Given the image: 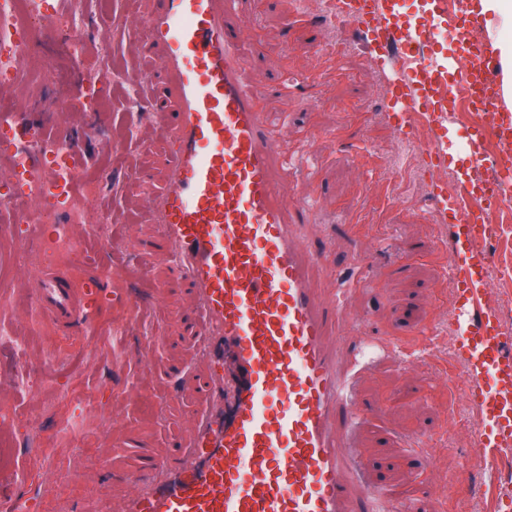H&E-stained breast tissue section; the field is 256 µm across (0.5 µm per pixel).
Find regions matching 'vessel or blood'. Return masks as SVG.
<instances>
[{
  "label": "vessel or blood",
  "mask_w": 512,
  "mask_h": 512,
  "mask_svg": "<svg viewBox=\"0 0 512 512\" xmlns=\"http://www.w3.org/2000/svg\"><path fill=\"white\" fill-rule=\"evenodd\" d=\"M237 0H154L146 18L147 54L158 57L164 109L142 97L151 125L142 139L165 134L171 154L148 210L170 248L171 283L188 301L180 319L198 336L199 368L191 380L205 411L190 435H169L163 454L134 469L119 512H418L364 481L366 463L347 453L361 421L354 405L355 372L402 353L399 338L377 336L342 359L329 327L336 302L311 286L320 252L302 247L299 227L313 206L278 192L276 173L292 167L260 103L269 92L296 88L255 85L240 35L253 19ZM337 13L380 51L387 71L383 105L397 132L421 115L430 138L418 148L443 162L458 85L473 89L480 108L495 113L493 128L472 126L465 156L482 163L495 140L500 163L491 180H468L431 193L441 223L460 244L448 274L455 282L453 314L471 361L463 374L480 417L472 449L512 452V338L504 336L483 284L494 255L488 211L504 206L512 183V113L501 109L499 62L472 45L479 15L473 0L449 13L446 0H428L418 17L399 0H339ZM445 33L467 56L458 80L434 42ZM37 315L57 326L91 320L96 291L77 287L62 270L29 279Z\"/></svg>",
  "instance_id": "vessel-or-blood-1"
}]
</instances>
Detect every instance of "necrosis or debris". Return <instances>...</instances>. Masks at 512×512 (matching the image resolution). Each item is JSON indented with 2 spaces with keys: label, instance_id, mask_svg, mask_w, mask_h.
<instances>
[{
  "label": "necrosis or debris",
  "instance_id": "obj_1",
  "mask_svg": "<svg viewBox=\"0 0 512 512\" xmlns=\"http://www.w3.org/2000/svg\"><path fill=\"white\" fill-rule=\"evenodd\" d=\"M0 85L8 84L24 96L30 110L38 112L42 126L33 136L22 138L12 123L0 121V148L8 154V164L0 173V214L23 218L17 264L67 262L73 268L83 264L81 247L71 232L82 226L85 234L99 241L112 235V210L95 209L100 192L96 176L70 165L73 150L70 137L52 132L51 125L61 112L68 94L64 88H45L44 83L57 57L74 66V78L95 106L86 115V124L98 128V116L106 112L112 86L120 73L104 60V51L82 35L79 13L64 10L61 0H0ZM33 31L42 66L33 70L17 53V45Z\"/></svg>",
  "mask_w": 512,
  "mask_h": 512
}]
</instances>
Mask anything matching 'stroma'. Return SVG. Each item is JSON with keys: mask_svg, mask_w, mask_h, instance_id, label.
<instances>
[{"mask_svg": "<svg viewBox=\"0 0 512 512\" xmlns=\"http://www.w3.org/2000/svg\"><path fill=\"white\" fill-rule=\"evenodd\" d=\"M335 0H240L241 12L255 22L243 34V45L252 54V77L261 86L288 78H306L299 96L314 97L319 105L299 109L297 96L266 97L261 107L285 149L295 151L298 178L279 184L289 200L309 194L313 211L301 229L308 246L322 249L320 263L312 271L313 285L321 297L337 296L342 274L357 262L370 261L373 283L363 286L352 278L342 304V319L334 330L341 353L374 336H397L413 346L412 354L390 358L360 372L355 403L366 416L352 441L353 451L365 459L368 483L390 488L414 485L424 512H489L492 484L512 483V456L498 457L479 467H469L465 486L453 478L469 466L470 428L475 404L449 386V377L460 376L466 357L459 332L448 327V309L454 295L448 289L449 225L438 223L426 199L435 182H456L462 170V145L471 122L456 113L448 126V169L433 168L416 146L407 144L383 114L387 85L376 55L363 43L343 40L336 24ZM149 0H112L108 12L88 9L83 30L88 40L107 48L125 72L137 73L153 83V71L139 56L138 44L125 31L141 24ZM342 76H335V69ZM59 129L81 139L85 164L94 167L104 155L112 165L102 170L104 208L124 207L130 190L150 197L155 184L140 182L129 166V154L149 164L155 155L170 149L165 138L152 148L132 146L130 151L111 150L100 135L87 136L83 118L62 113ZM338 224L355 225L354 235L335 233ZM163 264L150 275L121 282L111 302L101 304L94 323L108 321L125 326L123 346L127 359L111 356V345L99 337L50 328L48 337L32 339L33 351L52 342L74 358V365L35 367L42 386L20 412L44 408V415L30 427L17 431L23 447L22 466L37 470L34 482L12 483L4 479L11 496L31 500L36 512H80L96 498L105 512L112 507V486L120 466L136 464L147 450L163 449L167 435L189 430L193 420L180 410L156 416L139 407L125 408L119 419L105 417L103 443L92 452L81 448H50L44 439L74 412L95 417L101 407L122 395L156 387L174 388L180 375L191 373L194 362L181 324L173 310L181 296L178 287L164 291L151 281L164 279ZM139 301L136 318H127L132 301ZM147 330L158 331L153 361H140L138 350ZM399 403H389L392 395ZM421 434L435 436L438 447L432 463H423V448L413 440ZM69 485L66 507H59L54 486L59 478Z\"/></svg>", "mask_w": 512, "mask_h": 512, "instance_id": "stroma-1", "label": "stroma"}]
</instances>
